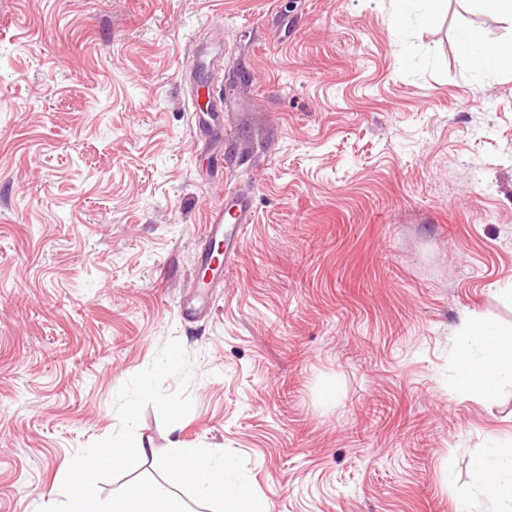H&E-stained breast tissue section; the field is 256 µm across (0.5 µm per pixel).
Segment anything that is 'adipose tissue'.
<instances>
[{
  "label": "adipose tissue",
  "mask_w": 512,
  "mask_h": 512,
  "mask_svg": "<svg viewBox=\"0 0 512 512\" xmlns=\"http://www.w3.org/2000/svg\"><path fill=\"white\" fill-rule=\"evenodd\" d=\"M457 43L476 70H512V42L490 43L475 29L459 31ZM464 347L457 358V379L462 397H487L512 386V330L465 320ZM474 467L482 478L479 495L504 504L512 512V438L491 439Z\"/></svg>",
  "instance_id": "adipose-tissue-1"
}]
</instances>
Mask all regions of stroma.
I'll return each mask as SVG.
<instances>
[{
    "label": "stroma",
    "mask_w": 512,
    "mask_h": 512,
    "mask_svg": "<svg viewBox=\"0 0 512 512\" xmlns=\"http://www.w3.org/2000/svg\"><path fill=\"white\" fill-rule=\"evenodd\" d=\"M463 27L512 40L465 0L428 28L390 0H0V512L48 505L172 339L192 409L144 407L157 454L241 456L270 512H492L472 463L512 389L457 397L455 364L463 314L512 328V73ZM233 192L244 246L201 294ZM457 43L476 70H512V42L488 43L478 30L465 28L459 31ZM230 196V200L225 205L222 197L210 210L204 228L206 242L224 243V268H227L238 254L243 242L241 226L249 224L251 218V203L248 195L237 193Z\"/></svg>",
    "instance_id": "stroma-1"
}]
</instances>
